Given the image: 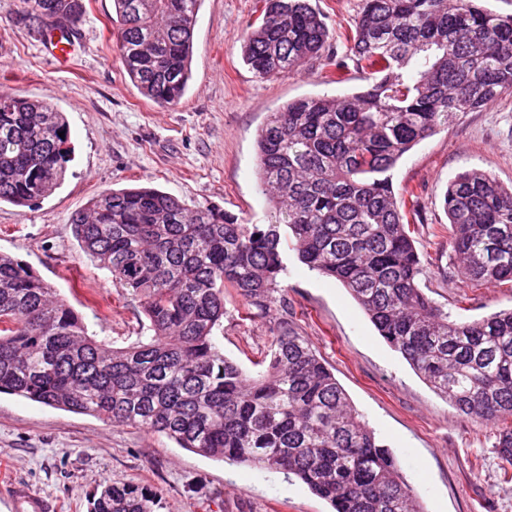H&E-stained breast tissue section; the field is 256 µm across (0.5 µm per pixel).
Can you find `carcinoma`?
<instances>
[{"instance_id": "cac0c4a2", "label": "carcinoma", "mask_w": 512, "mask_h": 512, "mask_svg": "<svg viewBox=\"0 0 512 512\" xmlns=\"http://www.w3.org/2000/svg\"><path fill=\"white\" fill-rule=\"evenodd\" d=\"M203 0H113L117 47L139 93L177 103L192 77ZM242 36L260 79L311 60L345 81L347 60L367 84L343 96L289 102L257 138L258 182L274 213L244 224L216 205L153 188L110 190L73 214L81 250L139 298L151 335L123 348L90 336L83 319L26 264L0 254V394L159 433L216 460L283 472L331 512H422L399 459L382 444L308 339L277 323L269 361L243 369L214 330L224 289L271 311L282 254L339 282L379 336L457 411L492 425L512 465V309L453 319L420 288L423 265L390 176L414 145L512 91V15L484 0H362L349 57L309 0H261ZM79 20L83 0H20ZM64 136H59V133ZM63 113L37 99L0 97V202L30 207L65 180ZM451 250L466 278L512 283V189L469 169L443 196ZM157 493L108 482L88 512H157Z\"/></svg>"}]
</instances>
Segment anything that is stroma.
<instances>
[{
	"label": "stroma",
	"instance_id": "stroma-1",
	"mask_svg": "<svg viewBox=\"0 0 512 512\" xmlns=\"http://www.w3.org/2000/svg\"><path fill=\"white\" fill-rule=\"evenodd\" d=\"M346 52L361 0H311ZM259 0H203L193 36L192 78L183 98L161 106L143 98L124 74L115 46L112 0H84L74 51L58 62L44 37L20 16L19 0H0V89L64 113L72 159L66 178L33 207L0 204V253L21 260L82 316L89 335L123 347L146 335L138 298L83 253L72 215L108 189L156 187L185 203L210 202L246 224H266L271 207L258 188L256 139L267 115L286 102L341 95L365 83L349 67L336 84L312 61L280 78L259 79L240 54V38L260 14ZM476 168L512 186V93L465 112L420 142L393 170V183L420 218L410 232L422 256L420 286L460 319L512 307V285H472L448 246L442 193L458 173ZM270 313L248 311L225 289L215 331L229 359L251 368L267 353L279 317L306 336L388 448L423 512H512V465L495 448V430L436 395L401 354L378 336L338 282L295 255ZM158 492V512H329L300 480L212 460L163 435L77 414L16 395H0V512L9 485L26 484L58 512H87L107 481Z\"/></svg>",
	"mask_w": 512,
	"mask_h": 512
}]
</instances>
